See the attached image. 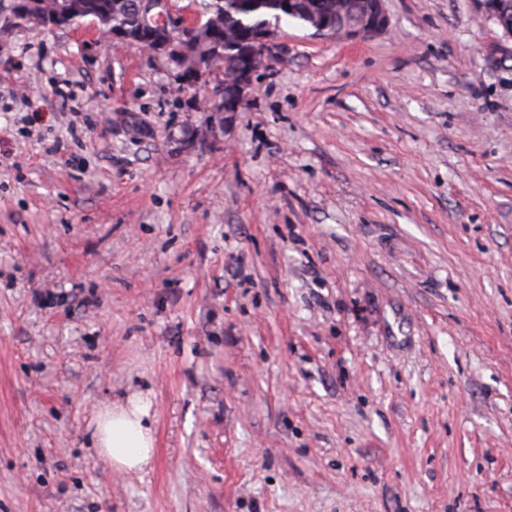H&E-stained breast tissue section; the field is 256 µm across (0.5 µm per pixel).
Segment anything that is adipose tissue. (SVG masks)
Here are the masks:
<instances>
[{"mask_svg":"<svg viewBox=\"0 0 512 512\" xmlns=\"http://www.w3.org/2000/svg\"><path fill=\"white\" fill-rule=\"evenodd\" d=\"M150 404L140 396L104 406L95 420L100 454L116 469L143 470L153 455L154 437L148 418Z\"/></svg>","mask_w":512,"mask_h":512,"instance_id":"ef3b65f1","label":"adipose tissue"}]
</instances>
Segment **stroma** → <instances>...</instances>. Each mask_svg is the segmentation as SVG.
Instances as JSON below:
<instances>
[{
  "instance_id": "35a3bbf8",
  "label": "stroma",
  "mask_w": 512,
  "mask_h": 512,
  "mask_svg": "<svg viewBox=\"0 0 512 512\" xmlns=\"http://www.w3.org/2000/svg\"><path fill=\"white\" fill-rule=\"evenodd\" d=\"M0 512H512V71L474 0L293 22L237 111L3 23ZM150 402L151 464L99 408ZM370 16L336 24L332 21H316L313 29L319 36H345L351 39H362L379 34L387 26V15L383 0H372ZM147 399L133 395L126 403L106 405L97 414L95 436L100 454L116 469L142 471L153 455L154 437Z\"/></svg>"
}]
</instances>
